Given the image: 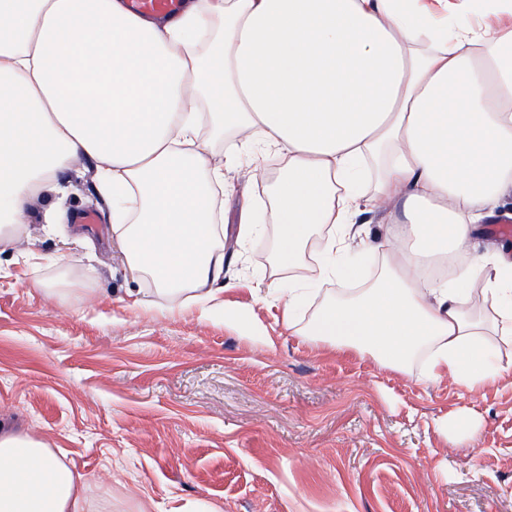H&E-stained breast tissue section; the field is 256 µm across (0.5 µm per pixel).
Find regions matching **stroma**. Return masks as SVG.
Returning <instances> with one entry per match:
<instances>
[{"instance_id":"stroma-1","label":"stroma","mask_w":512,"mask_h":512,"mask_svg":"<svg viewBox=\"0 0 512 512\" xmlns=\"http://www.w3.org/2000/svg\"><path fill=\"white\" fill-rule=\"evenodd\" d=\"M280 168L225 172L219 212L250 199L275 239ZM58 182L0 244V425L84 475L91 512H512V368L469 391L423 354L400 373L315 345L280 288L344 294L315 238L288 273L227 233L224 309L172 307L113 241L94 162Z\"/></svg>"}]
</instances>
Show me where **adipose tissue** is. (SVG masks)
<instances>
[{"instance_id": "ef3b65f1", "label": "adipose tissue", "mask_w": 512, "mask_h": 512, "mask_svg": "<svg viewBox=\"0 0 512 512\" xmlns=\"http://www.w3.org/2000/svg\"><path fill=\"white\" fill-rule=\"evenodd\" d=\"M421 2L185 0L167 17L125 0H0V238L91 160L130 267L160 296L221 305L210 184L239 158L214 164L199 128L244 130L285 159L277 267H296L323 228L322 275L361 279L342 256L370 233L366 179L395 216L377 279L322 304L303 335L402 373L424 350L431 379L470 390L496 381L483 339H512V264L487 256L449 283L422 269L469 248L512 195V20L469 22L478 5L512 17V0ZM0 512H88L82 478L45 441L0 428Z\"/></svg>"}]
</instances>
